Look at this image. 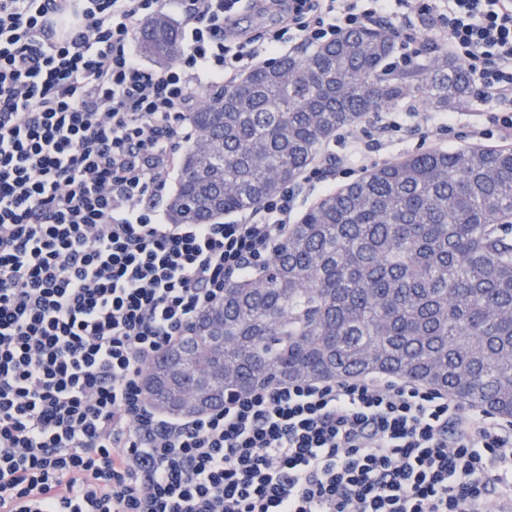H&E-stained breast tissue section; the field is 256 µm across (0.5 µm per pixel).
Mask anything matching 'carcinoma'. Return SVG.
Masks as SVG:
<instances>
[{
	"instance_id": "obj_1",
	"label": "carcinoma",
	"mask_w": 512,
	"mask_h": 512,
	"mask_svg": "<svg viewBox=\"0 0 512 512\" xmlns=\"http://www.w3.org/2000/svg\"><path fill=\"white\" fill-rule=\"evenodd\" d=\"M142 53L176 59L175 24L141 29ZM383 27L262 65L206 95L188 120L171 224L252 210L296 180L319 148L371 112L413 96L439 111L471 78L441 54L391 75ZM512 148L428 151L374 167L293 224L258 278L237 279L204 310L183 348L224 328L223 350L184 359L167 348L143 387L184 391L213 379L212 399L274 382L383 374L512 418ZM224 366V377L215 376Z\"/></svg>"
}]
</instances>
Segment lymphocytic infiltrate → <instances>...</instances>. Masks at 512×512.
<instances>
[{
    "instance_id": "lymphocytic-infiltrate-1",
    "label": "lymphocytic infiltrate",
    "mask_w": 512,
    "mask_h": 512,
    "mask_svg": "<svg viewBox=\"0 0 512 512\" xmlns=\"http://www.w3.org/2000/svg\"><path fill=\"white\" fill-rule=\"evenodd\" d=\"M0 0V512H512V420L409 381L275 383L173 419L151 360L279 247L282 191L212 224L160 222L206 88L290 42L417 11L464 60L473 99L512 103V0ZM182 15L178 59L142 60V21Z\"/></svg>"
}]
</instances>
